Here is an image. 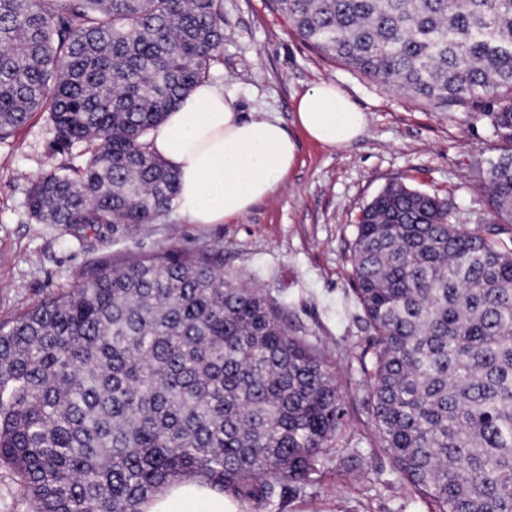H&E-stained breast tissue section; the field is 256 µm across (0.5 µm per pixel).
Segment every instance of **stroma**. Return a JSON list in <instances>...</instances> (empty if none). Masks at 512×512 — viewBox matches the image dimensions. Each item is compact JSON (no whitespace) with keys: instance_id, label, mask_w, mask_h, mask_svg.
I'll return each mask as SVG.
<instances>
[{"instance_id":"1","label":"stroma","mask_w":512,"mask_h":512,"mask_svg":"<svg viewBox=\"0 0 512 512\" xmlns=\"http://www.w3.org/2000/svg\"><path fill=\"white\" fill-rule=\"evenodd\" d=\"M224 46L212 82L241 112L278 118L297 160L276 195L224 224H190L170 211L153 224L112 232L39 224L26 209L30 181L51 167H82L83 148L58 153L43 115L0 142V323L80 285L102 259L120 265L167 250L218 248L224 270L288 308V324L329 352L343 397L335 446L300 488L264 512H430L382 448L367 407L361 351L368 334L353 291L350 244L361 209L388 183L447 199L453 223L470 230L493 214L481 178L512 149L495 133L488 105L439 111L354 72L305 43L270 0H223ZM323 81L339 85L367 128L342 149L310 141L295 103Z\"/></svg>"}]
</instances>
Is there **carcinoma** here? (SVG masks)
I'll use <instances>...</instances> for the list:
<instances>
[{
	"instance_id": "1",
	"label": "carcinoma",
	"mask_w": 512,
	"mask_h": 512,
	"mask_svg": "<svg viewBox=\"0 0 512 512\" xmlns=\"http://www.w3.org/2000/svg\"><path fill=\"white\" fill-rule=\"evenodd\" d=\"M323 54L438 109L468 101L512 143V0H273ZM222 0H0V142L46 115L80 169L32 181L41 224L135 228L173 206L150 131L211 77ZM469 231L401 182L361 210L354 292L372 419L432 512H512V150ZM344 415L321 344L224 274L223 252L103 263L0 325V467L34 512H142L196 476L266 502L320 464Z\"/></svg>"
}]
</instances>
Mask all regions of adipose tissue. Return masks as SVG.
Wrapping results in <instances>:
<instances>
[{"mask_svg":"<svg viewBox=\"0 0 512 512\" xmlns=\"http://www.w3.org/2000/svg\"><path fill=\"white\" fill-rule=\"evenodd\" d=\"M297 121L313 141L349 146L367 125L364 112L339 86L321 82L296 103ZM152 152L179 175L174 200L192 224H222L274 197L295 163L297 144L279 121L243 117L223 87L203 81L149 135ZM143 512H241L203 480L186 477L162 489Z\"/></svg>","mask_w":512,"mask_h":512,"instance_id":"1","label":"adipose tissue"}]
</instances>
